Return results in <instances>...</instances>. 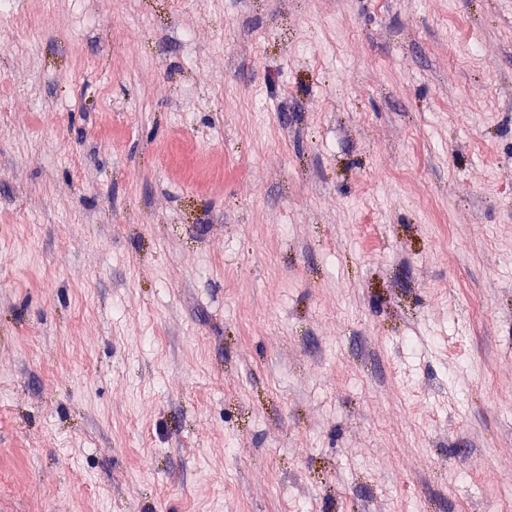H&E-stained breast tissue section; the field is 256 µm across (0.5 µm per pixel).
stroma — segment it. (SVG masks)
Instances as JSON below:
<instances>
[{
  "mask_svg": "<svg viewBox=\"0 0 512 512\" xmlns=\"http://www.w3.org/2000/svg\"><path fill=\"white\" fill-rule=\"evenodd\" d=\"M28 6L0 512H512V0Z\"/></svg>",
  "mask_w": 512,
  "mask_h": 512,
  "instance_id": "1",
  "label": "stroma"
}]
</instances>
